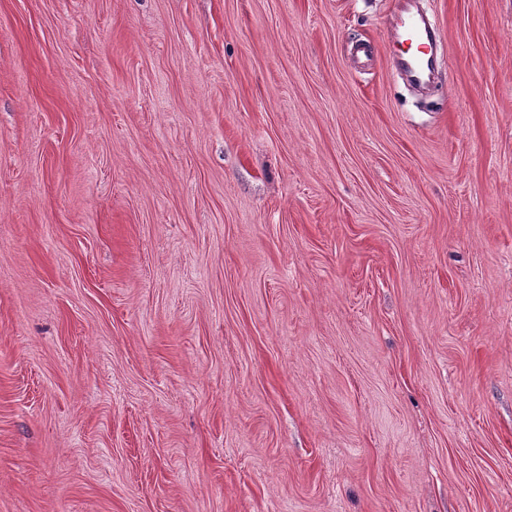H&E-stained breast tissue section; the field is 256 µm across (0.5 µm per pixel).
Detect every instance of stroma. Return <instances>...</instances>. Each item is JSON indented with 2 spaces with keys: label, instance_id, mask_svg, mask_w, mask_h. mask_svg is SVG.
<instances>
[{
  "label": "stroma",
  "instance_id": "35a3bbf8",
  "mask_svg": "<svg viewBox=\"0 0 512 512\" xmlns=\"http://www.w3.org/2000/svg\"><path fill=\"white\" fill-rule=\"evenodd\" d=\"M0 0V512H512V0ZM392 36L405 46L394 58L396 67L408 78L426 83L436 68L432 28L419 18L408 16L393 30ZM406 42H409L407 48Z\"/></svg>",
  "mask_w": 512,
  "mask_h": 512
}]
</instances>
